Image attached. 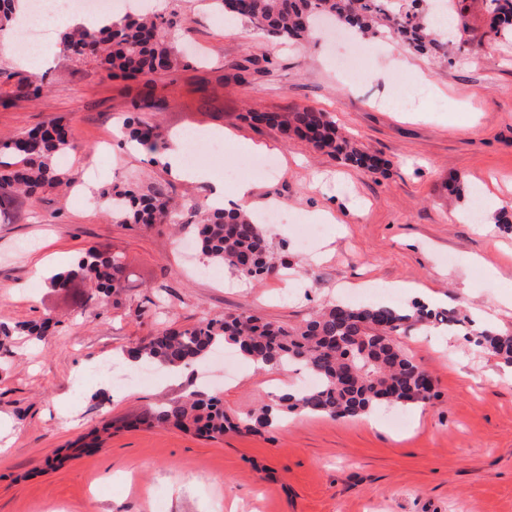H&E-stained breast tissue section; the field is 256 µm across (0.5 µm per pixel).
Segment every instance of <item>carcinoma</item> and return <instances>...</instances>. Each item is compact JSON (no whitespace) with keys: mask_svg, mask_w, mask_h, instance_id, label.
Segmentation results:
<instances>
[{"mask_svg":"<svg viewBox=\"0 0 512 512\" xmlns=\"http://www.w3.org/2000/svg\"><path fill=\"white\" fill-rule=\"evenodd\" d=\"M491 23L479 41L512 37V0H482ZM448 13H457L455 28L460 37L450 39L437 31L430 0H239L235 16L281 41L304 40L313 24L330 17L362 36L382 31L395 34L413 50L452 63V56L468 43L469 27L455 0H446ZM174 18L159 14H125L118 24L101 28L103 39L85 29L63 35L66 50L77 59H101L112 72L138 77L173 72L181 57L179 45L167 39ZM252 119L278 128L285 136H296L314 150L345 164L376 171L380 159L366 147L342 134L327 113L314 109L292 112H255ZM129 139L156 155L166 146L159 128L129 117ZM63 121L52 118L20 136L0 144V207L10 208L22 198L43 196L68 181L57 166L59 155L74 151ZM112 218L136 224L176 223L177 210L168 188L156 183L147 192L117 185L100 195ZM199 217L197 242L209 262L239 276L262 281L278 272V259L271 251L261 225L243 211L193 205ZM125 266L119 253L91 247L70 266L55 273L48 287L65 290L75 282L90 284L108 294L121 287ZM452 322L447 312L414 303L410 306L350 301L332 302L300 326H281L247 312L204 317L188 328H168L125 350L133 364L152 365L171 371L191 367L210 352L233 344L260 369L300 366L317 379L308 389H293L274 402L233 420L224 413L219 396L198 390L184 399L162 403L152 422L158 427L189 429L204 437L224 432L275 429L283 426L288 413L305 411L333 419H352L381 406H422L433 392L432 378L410 354L398 346L396 337L417 325ZM50 321L8 323L0 321V347L14 337L47 342ZM476 347L512 362V335L481 332Z\"/></svg>","mask_w":512,"mask_h":512,"instance_id":"cac0c4a2","label":"carcinoma"}]
</instances>
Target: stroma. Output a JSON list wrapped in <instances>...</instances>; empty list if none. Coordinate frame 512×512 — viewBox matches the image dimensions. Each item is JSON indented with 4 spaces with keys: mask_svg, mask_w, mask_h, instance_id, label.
<instances>
[{
    "mask_svg": "<svg viewBox=\"0 0 512 512\" xmlns=\"http://www.w3.org/2000/svg\"><path fill=\"white\" fill-rule=\"evenodd\" d=\"M153 9L186 20L168 38L187 55L166 75L112 76L72 58L57 32L36 68L0 47V142L59 117L80 146L59 158L70 180L60 194L0 211V321H54L47 345L22 341L0 352V419L12 424L0 454V512H512V364L471 345L483 331L512 333V233L499 230L502 210L486 202L492 192L512 200V39L462 51L448 65L376 37L367 81L356 85L336 68L341 31H320L313 44L281 42L244 21L228 32L217 0H155ZM19 71L42 80L40 96L18 85ZM396 81L426 83L431 94L394 108ZM147 96L156 106L139 116L164 134L228 133L223 155L202 165L209 181L186 182L168 160L151 163L126 144L123 120ZM306 107L329 113L380 169L345 165L247 118ZM243 141L266 145L278 161L274 177L240 174L254 187V209L275 200L285 211L269 227L285 270L258 285L216 266L199 274L198 252L179 247L194 237L187 202L206 201L215 179L233 197L224 172L245 158ZM454 177L464 198L448 194ZM132 182L168 184L184 204L179 228L119 223L75 201L80 190ZM314 210L338 221L325 223L309 252L297 239ZM91 247L123 255L118 294L55 293L34 274L36 254L56 269ZM397 282L403 290L384 292ZM348 299L419 302L458 318L437 336L416 328L398 337L437 392L402 410V427L388 410L368 422L293 413L281 429L217 439L148 425L156 404L194 387H209L235 416L267 401V385L302 376L257 371L238 356L200 363L182 379L145 378L121 362L124 349L205 315L249 311L297 325ZM81 364L85 374L72 377ZM106 424L112 434L101 447L72 453L69 442Z\"/></svg>",
    "mask_w": 512,
    "mask_h": 512,
    "instance_id": "obj_1",
    "label": "stroma"
}]
</instances>
